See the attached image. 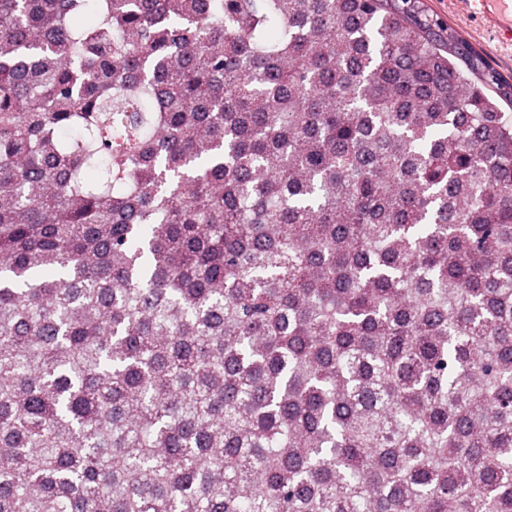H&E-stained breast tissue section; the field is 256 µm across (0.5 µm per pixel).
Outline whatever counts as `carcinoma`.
Masks as SVG:
<instances>
[{
    "mask_svg": "<svg viewBox=\"0 0 512 512\" xmlns=\"http://www.w3.org/2000/svg\"><path fill=\"white\" fill-rule=\"evenodd\" d=\"M503 102L424 0H0V512H512Z\"/></svg>",
    "mask_w": 512,
    "mask_h": 512,
    "instance_id": "cac0c4a2",
    "label": "carcinoma"
}]
</instances>
